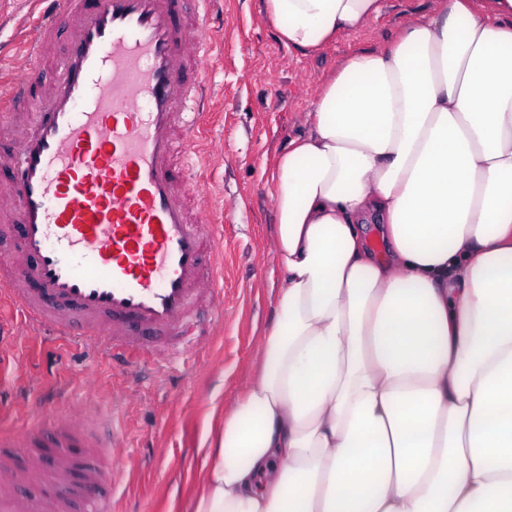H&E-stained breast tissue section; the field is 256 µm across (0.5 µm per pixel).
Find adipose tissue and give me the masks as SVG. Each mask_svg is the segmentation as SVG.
Listing matches in <instances>:
<instances>
[{
    "label": "adipose tissue",
    "instance_id": "obj_1",
    "mask_svg": "<svg viewBox=\"0 0 512 512\" xmlns=\"http://www.w3.org/2000/svg\"><path fill=\"white\" fill-rule=\"evenodd\" d=\"M381 0H264L305 54ZM271 175L281 286L189 512H512V0L347 57Z\"/></svg>",
    "mask_w": 512,
    "mask_h": 512
}]
</instances>
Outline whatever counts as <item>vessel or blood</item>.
I'll use <instances>...</instances> for the list:
<instances>
[{
	"label": "vessel or blood",
	"instance_id": "1",
	"mask_svg": "<svg viewBox=\"0 0 512 512\" xmlns=\"http://www.w3.org/2000/svg\"><path fill=\"white\" fill-rule=\"evenodd\" d=\"M44 2L23 74L0 77V112L22 116L0 139V307L129 379L147 361L163 373L198 350L201 302L224 316V236L193 218L209 194L189 178L216 37L187 0ZM84 418L75 405L58 418L55 476L84 492L85 512H112L89 492L109 473Z\"/></svg>",
	"mask_w": 512,
	"mask_h": 512
}]
</instances>
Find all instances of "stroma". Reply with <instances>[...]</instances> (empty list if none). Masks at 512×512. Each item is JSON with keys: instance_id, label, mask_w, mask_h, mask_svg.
Instances as JSON below:
<instances>
[{"instance_id": "obj_1", "label": "stroma", "mask_w": 512, "mask_h": 512, "mask_svg": "<svg viewBox=\"0 0 512 512\" xmlns=\"http://www.w3.org/2000/svg\"><path fill=\"white\" fill-rule=\"evenodd\" d=\"M437 0H383L378 18L304 55L279 41L263 0H223L224 41L214 48L216 86L205 125L215 136L201 175L224 198L210 218L224 229V323L205 328L196 368L146 374L129 384L121 366L58 336H29L15 309H0L11 340L0 347V428L22 424L18 392L32 417L50 411L58 387L75 391L95 435L101 414L114 413L121 446L119 484H105L114 512H169L191 489L196 450L206 443L208 415L238 392L254 365L260 328L272 314L279 286L272 258L276 211L271 197L273 156L306 130L314 100L351 54L394 37ZM137 400L119 403L127 386Z\"/></svg>"}]
</instances>
